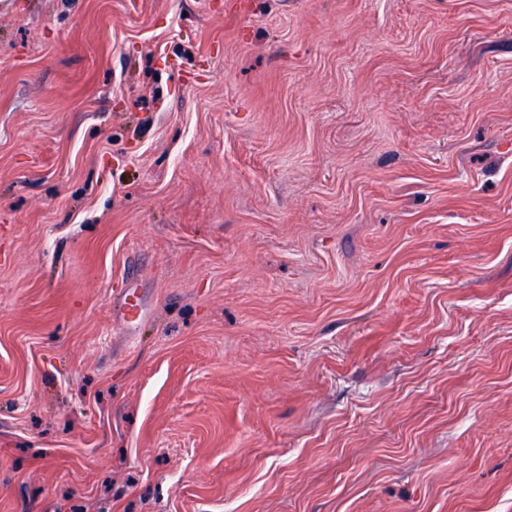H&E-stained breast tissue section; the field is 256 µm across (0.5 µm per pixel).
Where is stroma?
Wrapping results in <instances>:
<instances>
[{"mask_svg": "<svg viewBox=\"0 0 512 512\" xmlns=\"http://www.w3.org/2000/svg\"><path fill=\"white\" fill-rule=\"evenodd\" d=\"M0 512H512V0H0Z\"/></svg>", "mask_w": 512, "mask_h": 512, "instance_id": "1", "label": "stroma"}]
</instances>
